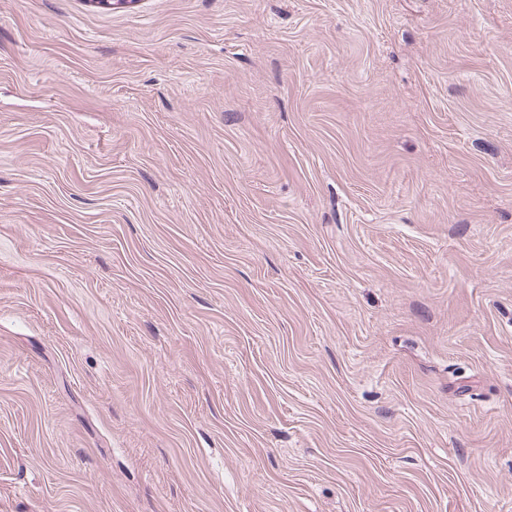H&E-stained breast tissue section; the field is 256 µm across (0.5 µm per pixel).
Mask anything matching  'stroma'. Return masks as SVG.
<instances>
[{
    "instance_id": "stroma-1",
    "label": "stroma",
    "mask_w": 512,
    "mask_h": 512,
    "mask_svg": "<svg viewBox=\"0 0 512 512\" xmlns=\"http://www.w3.org/2000/svg\"><path fill=\"white\" fill-rule=\"evenodd\" d=\"M0 512H512V0H0Z\"/></svg>"
}]
</instances>
